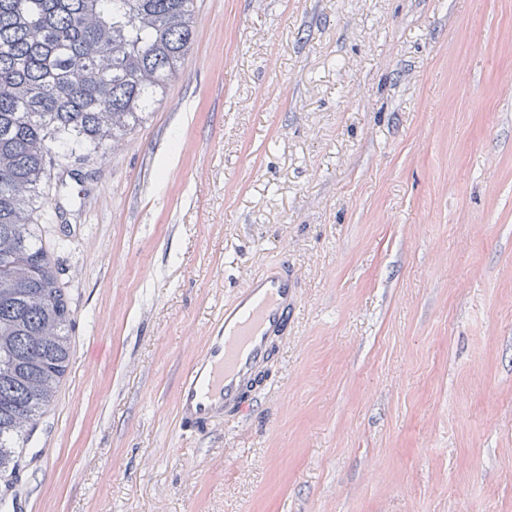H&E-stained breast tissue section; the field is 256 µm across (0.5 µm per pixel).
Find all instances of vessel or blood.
<instances>
[{"label": "vessel or blood", "instance_id": "1", "mask_svg": "<svg viewBox=\"0 0 512 512\" xmlns=\"http://www.w3.org/2000/svg\"><path fill=\"white\" fill-rule=\"evenodd\" d=\"M299 297L298 278L280 262L267 265L225 302L178 386L184 431L201 434L225 418L249 415L263 371L288 341Z\"/></svg>", "mask_w": 512, "mask_h": 512}]
</instances>
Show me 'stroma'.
<instances>
[{
	"label": "stroma",
	"instance_id": "stroma-1",
	"mask_svg": "<svg viewBox=\"0 0 512 512\" xmlns=\"http://www.w3.org/2000/svg\"><path fill=\"white\" fill-rule=\"evenodd\" d=\"M48 205L71 361L0 512H512V0H196L162 106ZM282 259L252 416L182 431ZM299 297L298 278L288 262H280L267 265L225 302L178 386L184 431L201 434L226 417L249 415L261 374L288 341Z\"/></svg>",
	"mask_w": 512,
	"mask_h": 512
}]
</instances>
